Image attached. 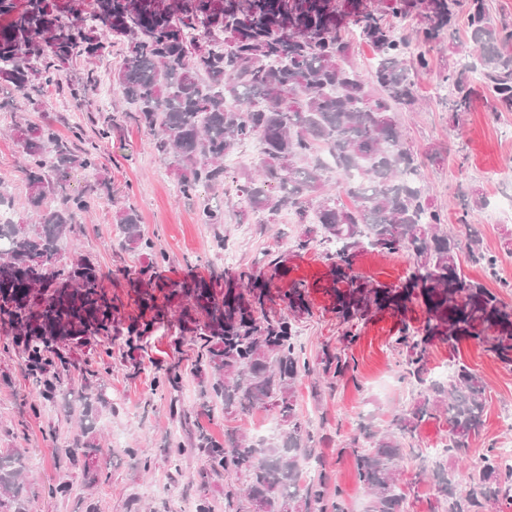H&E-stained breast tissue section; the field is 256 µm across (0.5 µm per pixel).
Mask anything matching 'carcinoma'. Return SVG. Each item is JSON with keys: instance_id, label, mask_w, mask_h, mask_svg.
Here are the masks:
<instances>
[{"instance_id": "1", "label": "carcinoma", "mask_w": 512, "mask_h": 512, "mask_svg": "<svg viewBox=\"0 0 512 512\" xmlns=\"http://www.w3.org/2000/svg\"><path fill=\"white\" fill-rule=\"evenodd\" d=\"M466 15L477 61L442 75L452 91V121L470 106L468 74L478 73L493 99V111L512 112V28L497 23L484 0H0V87L34 100L60 81L62 72L99 58L116 44L124 48L111 81L135 105L138 124L155 137L162 155L174 158L179 190L192 197L224 184V158L255 142L258 174L236 184L249 213L274 223L282 206L295 208L299 223L314 211L315 226L296 244L304 252L320 246L329 261L336 314L347 324L346 345L356 326L377 310L404 313L416 305L423 319L402 322L391 341L406 352L404 376L415 387L412 401L380 433L367 426L349 444L357 479L369 497L366 512H403L405 458L422 453L411 444L422 422L444 420L445 454H460L478 436L484 419L481 376L456 359L438 382L429 367L439 343L453 354L470 339L512 366V306L501 293L464 272L461 255L481 261L494 274L497 258L483 252L473 233L445 228L421 184L423 161L400 129L397 112L419 101L414 77L431 67L430 51L445 39L459 14ZM417 27L406 36L396 28ZM367 43L376 59L372 87L343 65L350 38ZM24 156L27 206L32 224H0V332L13 337L25 372L41 395H52L68 371L60 352L84 347L99 336L104 352L120 340L128 352H147L153 333L200 340L198 366L213 382L202 387L224 399L227 413L273 411L275 436L259 444L239 431L215 440L200 427L193 435L211 471L227 480L224 512H346L343 492L329 478L301 479L300 461L316 444L310 423L297 410L296 387L313 368L297 346L290 317L310 313L308 288L297 281L279 299L288 314L270 313L271 287L287 271L271 260L264 273L241 272L166 286L146 267L129 278L139 306L150 319L126 323L123 302L104 287L85 256L61 261L63 240L77 232L78 218L99 204L108 181L97 179L77 197L62 194L69 170L96 171L98 148L76 154L48 126H14ZM327 149L352 206L320 193L328 168ZM201 224H219L207 200L198 204ZM124 247L151 250L137 212L116 215ZM404 256L411 270L405 283L387 288L356 275L352 258L362 248ZM328 387L355 372L346 352L323 351ZM82 422L93 427L98 407L110 402L103 390L83 397ZM70 455L97 463L102 449L84 442ZM22 454L0 455V512H26ZM433 481L443 512H489L512 508V463L489 448L466 472L439 463L415 481Z\"/></svg>"}]
</instances>
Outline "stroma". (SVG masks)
I'll list each match as a JSON object with an SVG mask.
<instances>
[{
    "instance_id": "35a3bbf8",
    "label": "stroma",
    "mask_w": 512,
    "mask_h": 512,
    "mask_svg": "<svg viewBox=\"0 0 512 512\" xmlns=\"http://www.w3.org/2000/svg\"><path fill=\"white\" fill-rule=\"evenodd\" d=\"M467 40V28L460 22L448 44L432 51L431 71L416 80L421 107L401 112L399 121L408 142L427 157L423 180L446 224L455 226L460 217H467L478 228L484 250L499 258L495 276H488L478 262L465 265L466 274L492 289L510 282L502 296L512 303V254L503 245L505 225L491 220L484 208L464 214L458 191L462 185L476 188L490 201L512 193V181L504 178L512 171V112L493 114L475 79L468 111L459 123H452L439 81L440 73L459 65L460 57L449 51V44ZM120 52L116 45L110 54L65 70L60 83L46 88L33 103L0 90V109L6 114L0 120V186L13 196L15 213L27 217L22 158L11 131L14 120L50 126L76 152L99 142L98 172L72 170L66 193L80 194L99 176L106 177L109 192L96 209L81 215L82 231L63 257L68 260L76 253L90 257L104 274L106 287L120 295L127 292V276L151 260L150 254L128 251L121 243L116 214L129 206L137 209L145 235L165 252L167 260L155 272L168 284L209 277L215 268L230 275L257 272L275 257L287 255L288 272L274 289L285 290L296 281L309 286L311 312L293 321L304 355L315 365L323 349H345L357 362L356 379H343L318 392L305 379L297 386V396L299 411L310 420L318 439L314 453L323 460L330 485L343 490L349 512H365L368 496L344 446L360 425L386 428L393 414L408 404L411 386L401 378L403 357L391 349L390 341L402 322L418 324L420 308L372 314L360 322L357 343L345 347V326L336 315L329 263L318 248L295 252L306 227L293 210H282L273 224L239 223L230 205L236 193L227 186L203 196L222 215V223H199L200 199L180 193L169 159L155 150L153 136L139 127L132 106L109 84ZM90 77L99 82L96 95L84 106L74 107L71 88ZM104 126L110 134L97 140L96 132ZM220 237L225 240L221 249L216 246ZM409 267L407 258L370 250L358 251L353 259L357 274L387 287L401 285ZM64 354L70 375L63 393L45 400L22 371L10 337L0 335V454L16 451L25 458L27 512H197L201 506L207 512H224V479L208 474L205 456L192 448L189 432L200 426L219 439L228 429L254 436L274 422L273 413L228 415L220 399L203 402L201 385L210 381L211 374L196 370L197 345L188 338L176 345L170 337H153L147 353L133 360L117 349L101 357L89 355L84 347L65 349ZM459 356L483 377L486 406L480 436L449 462L455 469L512 440V427L504 421L512 413V367L471 340L460 344ZM171 365L180 374V406L187 415L183 422L174 419L168 394L154 386L159 370ZM87 370L103 381L111 403L87 435L103 451L98 462L103 477L90 488L84 485V458L70 459L63 453L79 434L63 411L65 396L80 391ZM176 447L182 454L175 461L169 451Z\"/></svg>"
}]
</instances>
